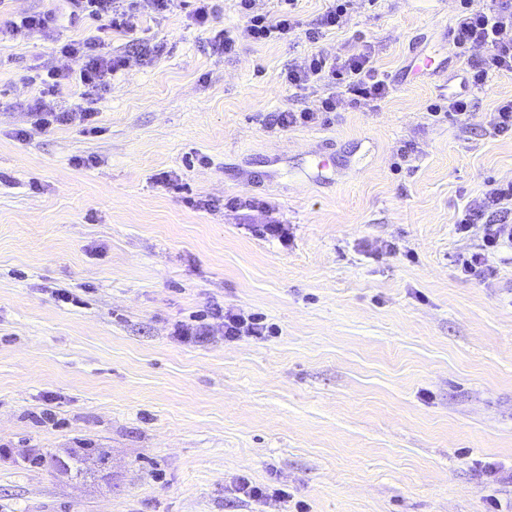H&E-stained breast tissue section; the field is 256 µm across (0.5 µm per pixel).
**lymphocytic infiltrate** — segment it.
Instances as JSON below:
<instances>
[{"label": "lymphocytic infiltrate", "instance_id": "obj_1", "mask_svg": "<svg viewBox=\"0 0 512 512\" xmlns=\"http://www.w3.org/2000/svg\"><path fill=\"white\" fill-rule=\"evenodd\" d=\"M70 17L88 19L96 25V35L72 39L58 45L56 62L47 72L43 94L28 106L34 125L50 128L56 125L77 124L84 132L98 133L93 108L63 109L51 105V98L61 96L71 82H78L82 95L94 99L110 82L112 76L126 67L124 56L114 54L104 36L109 32L135 34L138 30V0H68ZM257 0H238L237 7L245 19L243 37L256 42L284 38L298 28L299 22L288 11L277 17L259 12ZM450 41L459 56L466 60L464 77L470 88H479L495 72L512 73V0H457L455 24L449 31ZM81 60L79 71H72L70 63ZM286 79L290 86L304 89L316 84L334 86L335 91L321 102L320 111L274 112L269 115V126L286 129L319 121L321 114L336 111L341 96L353 100L376 102L388 88L384 74L373 66L371 48L352 47L347 53L330 56L312 53L301 68L289 69ZM456 231L461 235L477 233L475 246L458 253L454 263L467 277L483 280L495 274L491 258L504 249L512 248V181L487 182L477 204L464 207L456 220ZM222 328L226 340L242 336L260 338L267 327L261 316L211 304L206 315L193 321L176 322L172 334L184 342L202 343Z\"/></svg>", "mask_w": 512, "mask_h": 512}]
</instances>
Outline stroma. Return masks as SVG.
I'll return each mask as SVG.
<instances>
[{
	"mask_svg": "<svg viewBox=\"0 0 512 512\" xmlns=\"http://www.w3.org/2000/svg\"><path fill=\"white\" fill-rule=\"evenodd\" d=\"M213 6L206 27L192 0L143 13L161 45L146 61L113 35L129 65L94 105L96 136L33 128L25 104L54 45L0 41V512L512 503V250L485 281L453 264L459 211L486 181L512 180V137L484 129L512 73L490 77L466 125L436 122L428 106L463 74L450 0H356L349 26L315 42L240 38L235 0ZM221 29L238 37L228 56L210 44ZM354 41L389 83L380 107L265 125L328 93L288 86L289 66ZM421 51L445 72H414ZM251 197L263 207L227 205ZM272 218L288 243L250 233ZM64 288L79 304L57 300ZM214 302L262 314L275 335L171 336ZM76 448L105 461L58 470ZM242 476L289 496L245 501Z\"/></svg>",
	"mask_w": 512,
	"mask_h": 512,
	"instance_id": "stroma-1",
	"label": "stroma"
}]
</instances>
